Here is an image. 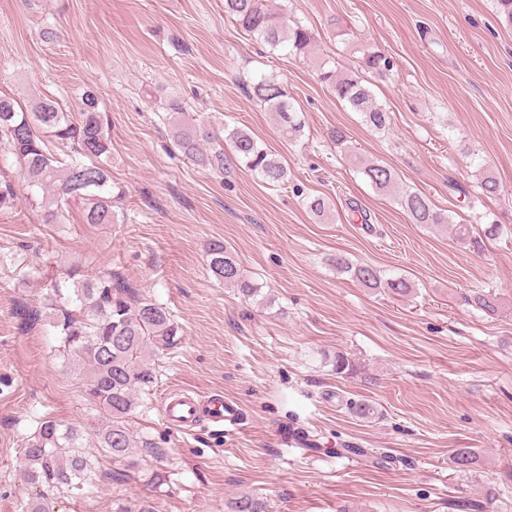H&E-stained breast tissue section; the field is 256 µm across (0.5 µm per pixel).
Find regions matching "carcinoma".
Here are the masks:
<instances>
[{"label": "carcinoma", "mask_w": 512, "mask_h": 512, "mask_svg": "<svg viewBox=\"0 0 512 512\" xmlns=\"http://www.w3.org/2000/svg\"><path fill=\"white\" fill-rule=\"evenodd\" d=\"M227 14L249 36L272 49H286L304 55L313 42L311 31L296 23H285L267 0H224ZM363 65L383 78L393 69L390 59L377 52H367ZM319 77L336 98L361 114L369 127L385 130L391 122L390 112L376 100L371 83L356 75L340 73L325 65ZM253 95L275 118L281 138L296 139L301 123L298 113L282 84L274 77L263 76L252 84ZM80 121L63 111L51 100L21 105L13 97L0 93V143L24 168L30 196L43 210L44 223L60 224L65 218L62 207L70 201L82 205L87 224H113L118 220L114 210L112 183L105 167L110 150L108 136L98 111L96 93L88 89L78 103ZM176 144L197 165L224 171L243 166L261 177L268 186L285 185L288 168L274 153L248 130L234 127L221 129L206 123L186 122L174 130ZM78 145L76 155L65 160L51 150V145ZM230 151L224 152L223 143ZM352 164L378 192L396 185V173L388 165L367 160L346 146ZM479 188L485 197L500 192L496 176L488 169L480 174ZM400 205L412 223L450 227L455 238L472 248H479L482 238L492 239L503 233L495 220L486 223L455 224L447 213L436 208L425 195L409 193ZM212 276L231 286L245 298L260 294L257 284L246 279L232 251L222 241H214L208 250ZM339 272H349L370 289L405 297L413 292L412 284L403 277H384L370 265H354L342 254L332 259ZM73 288L63 293L58 284L45 295L43 312L36 310L30 319L44 317L55 330L60 356L72 360L82 371L86 394L93 397L90 405L102 415V424L88 434L48 419L40 423L24 448L23 477L37 489L71 495L96 482L99 462L95 451L112 456L113 462L124 464L112 470V482L130 479L129 469L138 465L137 455L162 456L132 426V418L140 407H148L155 383V358L177 341L180 327L166 307L144 296L139 289L117 278L82 279L71 277ZM467 302L487 314L497 312L495 295L489 291L474 292ZM113 512H156L149 500H119ZM233 512H266L260 499L244 494L234 501Z\"/></svg>", "instance_id": "1"}]
</instances>
